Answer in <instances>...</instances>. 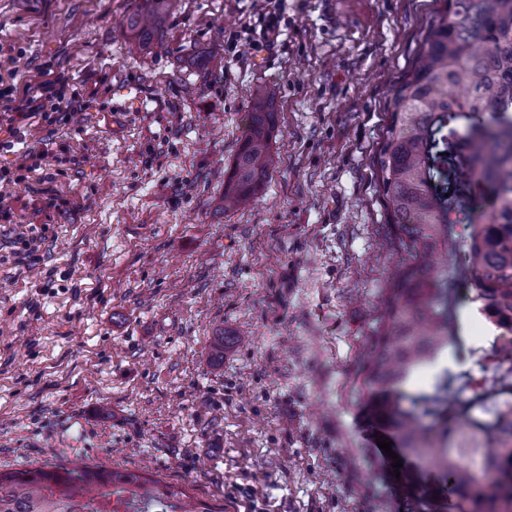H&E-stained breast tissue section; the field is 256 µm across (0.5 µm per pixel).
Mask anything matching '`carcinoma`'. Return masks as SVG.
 I'll return each mask as SVG.
<instances>
[{
  "label": "carcinoma",
  "mask_w": 512,
  "mask_h": 512,
  "mask_svg": "<svg viewBox=\"0 0 512 512\" xmlns=\"http://www.w3.org/2000/svg\"><path fill=\"white\" fill-rule=\"evenodd\" d=\"M421 51L391 90L387 122L371 156L386 208L387 249L399 256L361 368L365 401L399 433L403 450L438 469L455 512H512V0H441ZM173 0H140L124 19L131 44L162 38ZM275 95L254 90L238 153L224 178V211L247 206L275 164ZM488 196V205L468 206ZM465 231L464 274L479 310L499 330L507 365L488 396L458 399L443 376L429 392L409 374L454 336L455 288L430 258L453 253ZM497 441L463 454L448 431ZM403 490L430 512L431 490L414 476ZM224 512L178 487L87 464L0 472V512Z\"/></svg>",
  "instance_id": "cac0c4a2"
}]
</instances>
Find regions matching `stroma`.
Listing matches in <instances>:
<instances>
[{
    "label": "stroma",
    "mask_w": 512,
    "mask_h": 512,
    "mask_svg": "<svg viewBox=\"0 0 512 512\" xmlns=\"http://www.w3.org/2000/svg\"><path fill=\"white\" fill-rule=\"evenodd\" d=\"M177 0L131 49L135 0H0V80L65 85L23 138L35 171L0 224V470L84 462L142 473L224 512H411L371 439L359 367L397 256L370 157L435 0ZM276 164L259 199L218 200L254 86ZM41 229L36 265L3 251ZM410 378L461 400L498 377L471 301ZM244 342L210 360L217 329Z\"/></svg>",
    "instance_id": "stroma-1"
}]
</instances>
